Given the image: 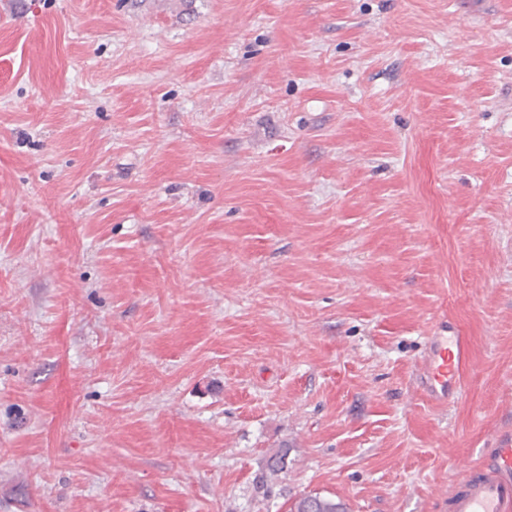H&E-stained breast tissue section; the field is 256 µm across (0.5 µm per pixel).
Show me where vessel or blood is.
<instances>
[{
	"mask_svg": "<svg viewBox=\"0 0 512 512\" xmlns=\"http://www.w3.org/2000/svg\"><path fill=\"white\" fill-rule=\"evenodd\" d=\"M470 360L461 336H434L420 364L427 395L436 405H447L458 391L460 371ZM454 512H512V436L501 435L497 452L478 477L454 496Z\"/></svg>",
	"mask_w": 512,
	"mask_h": 512,
	"instance_id": "b4317fda",
	"label": "vessel or blood"
}]
</instances>
